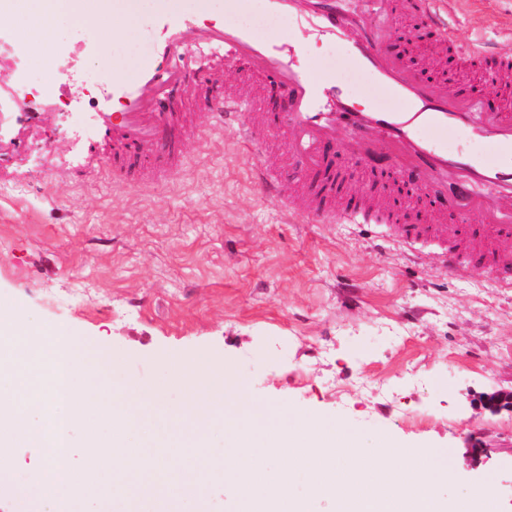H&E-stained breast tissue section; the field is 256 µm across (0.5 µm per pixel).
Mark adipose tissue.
<instances>
[{"instance_id":"1","label":"adipose tissue","mask_w":512,"mask_h":512,"mask_svg":"<svg viewBox=\"0 0 512 512\" xmlns=\"http://www.w3.org/2000/svg\"><path fill=\"white\" fill-rule=\"evenodd\" d=\"M22 8L27 14L39 16L43 26L66 19L85 26L100 44H108L122 35L135 23L138 6L127 0L123 11H115L113 0H100L94 12H87L80 0H23Z\"/></svg>"}]
</instances>
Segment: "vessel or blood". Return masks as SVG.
<instances>
[{
    "instance_id": "vessel-or-blood-1",
    "label": "vessel or blood",
    "mask_w": 512,
    "mask_h": 512,
    "mask_svg": "<svg viewBox=\"0 0 512 512\" xmlns=\"http://www.w3.org/2000/svg\"><path fill=\"white\" fill-rule=\"evenodd\" d=\"M418 6L457 56L487 60L500 71L512 69V59L496 56L483 44L455 42L440 0H418ZM228 8L271 17L287 14L308 35L341 43L352 68L400 101V108L375 102L357 110L336 80L316 78L303 67L301 43L269 40L250 27L225 23ZM366 13L365 0H228L227 8L209 16L155 8L145 19L153 50L144 57L137 80L116 81L109 71L101 73L99 137L114 178L132 187L147 177L165 179L178 168L189 102H196L210 126L251 109L249 96L221 92L218 73L186 57L185 40L193 35L223 55L225 64L247 60L253 72L278 88L277 103L259 121L292 136L288 149L297 190L290 206L297 216L389 224L393 240L407 248L423 236L445 240L443 260L449 268L482 265L500 287L511 288L512 254L501 244L512 238V111L486 115L476 95L445 83L433 86L389 52L385 29L369 22ZM115 100L122 102L121 111H112ZM0 107L15 115L11 136L0 138L1 161L25 150L24 134L41 114L27 106L17 86L0 87ZM340 126L350 134L352 160L379 176L374 190L353 192L343 177L328 146ZM448 132L457 134L461 145L449 148L437 141V134ZM482 193L500 213V223L448 226L396 219L410 196L422 201L431 195L443 210L462 213L477 207Z\"/></svg>"
}]
</instances>
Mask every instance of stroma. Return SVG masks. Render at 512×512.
Instances as JSON below:
<instances>
[{"label": "stroma", "mask_w": 512, "mask_h": 512, "mask_svg": "<svg viewBox=\"0 0 512 512\" xmlns=\"http://www.w3.org/2000/svg\"><path fill=\"white\" fill-rule=\"evenodd\" d=\"M388 3L391 36L420 44L423 16L410 0ZM446 7L457 40L512 58V0ZM0 27L26 48L20 71L0 64V85H68L27 150L0 166L1 308L109 347L145 385L164 380L169 362L205 354L229 363L250 397L351 429L363 445L448 449L439 498L485 483L499 512H512V412L480 405L485 392L512 390V288L485 269L449 270L435 242L411 255L386 224L291 218L293 175L278 197L251 177L259 163L283 167L287 142L259 151L233 124L190 128L165 183L116 187L89 162L85 115L101 66L136 78L150 49L143 23L72 68L58 51L77 25L56 21L38 40L19 16H0ZM436 54L460 81L483 77L484 100H512L484 65Z\"/></svg>", "instance_id": "obj_1"}]
</instances>
